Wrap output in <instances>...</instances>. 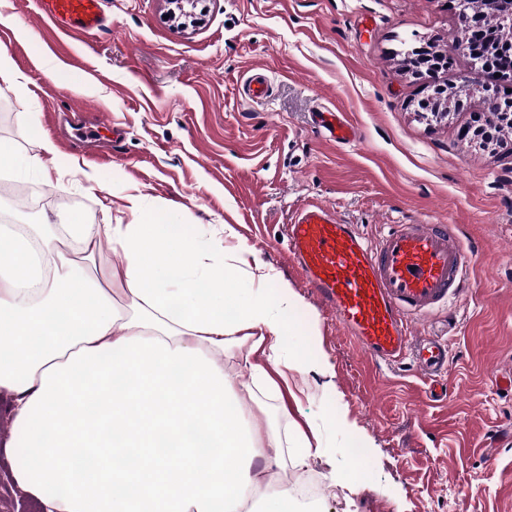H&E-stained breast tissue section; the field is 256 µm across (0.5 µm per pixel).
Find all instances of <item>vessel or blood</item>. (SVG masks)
Instances as JSON below:
<instances>
[{"label": "vessel or blood", "mask_w": 512, "mask_h": 512, "mask_svg": "<svg viewBox=\"0 0 512 512\" xmlns=\"http://www.w3.org/2000/svg\"><path fill=\"white\" fill-rule=\"evenodd\" d=\"M102 0H37L40 15L62 30L103 27ZM332 142L356 138L340 111L320 112ZM288 254L318 301L375 368L412 359L434 381L448 364L445 341L413 336L411 325L457 298L465 286L464 251L447 224H395L369 243L326 206L301 207L284 227Z\"/></svg>", "instance_id": "b4317fda"}]
</instances>
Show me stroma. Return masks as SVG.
Returning a JSON list of instances; mask_svg holds the SVG:
<instances>
[{
  "label": "stroma",
  "instance_id": "obj_1",
  "mask_svg": "<svg viewBox=\"0 0 512 512\" xmlns=\"http://www.w3.org/2000/svg\"><path fill=\"white\" fill-rule=\"evenodd\" d=\"M170 0H103L101 29L63 31L36 0H0L15 28L0 49L24 76L0 82V136L30 155L49 138L70 174L24 176L35 215L67 223L128 224V196L196 227L231 225L303 300L312 337L290 343L325 354L330 375L287 372L282 402H247L289 431L319 435L336 466L356 473L348 497L318 460L328 489L318 512H512V149L462 144L481 101L441 121L419 111L427 78L404 70L403 39L451 60L446 84L473 67L452 37L455 0H197L198 22L172 20ZM270 98L245 100L252 69ZM337 109L358 137L339 145L313 121ZM34 113L38 130L23 121ZM101 177L90 188L85 174ZM308 203L333 209L369 240L394 224H451L467 248L466 291L414 334L447 340L446 399H430L412 361L376 370L313 296L290 259L284 224ZM336 409L339 425L325 416ZM372 443L346 454L345 423Z\"/></svg>",
  "mask_w": 512,
  "mask_h": 512
}]
</instances>
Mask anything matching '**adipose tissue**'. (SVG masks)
I'll return each instance as SVG.
<instances>
[{
  "mask_svg": "<svg viewBox=\"0 0 512 512\" xmlns=\"http://www.w3.org/2000/svg\"><path fill=\"white\" fill-rule=\"evenodd\" d=\"M0 162L62 168L48 139L28 155L1 137ZM130 207L138 223L0 226V395L15 432L0 452L17 487L40 512H289L290 487L269 474L314 458L347 487L328 443L242 411L256 391L281 398L282 369H327L288 345L293 288L247 242L216 246L208 228ZM104 240L121 261L87 274L77 257ZM244 339L238 383L224 352Z\"/></svg>",
  "mask_w": 512,
  "mask_h": 512,
  "instance_id": "1",
  "label": "adipose tissue"
}]
</instances>
